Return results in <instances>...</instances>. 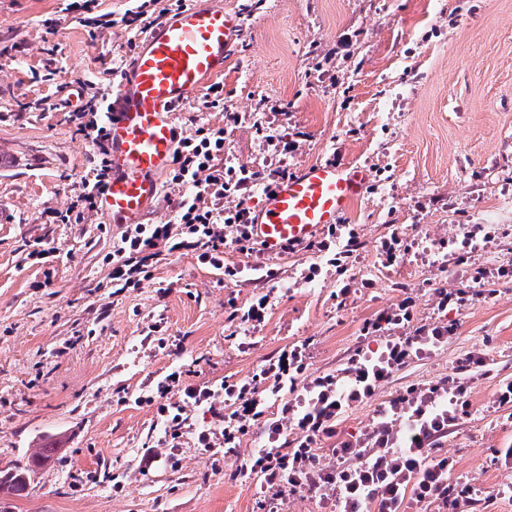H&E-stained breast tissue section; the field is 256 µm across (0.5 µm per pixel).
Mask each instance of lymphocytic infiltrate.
Segmentation results:
<instances>
[{"mask_svg": "<svg viewBox=\"0 0 512 512\" xmlns=\"http://www.w3.org/2000/svg\"><path fill=\"white\" fill-rule=\"evenodd\" d=\"M184 3L131 0L118 19L99 12L98 0H65L64 11L95 36L119 22L140 34L164 13ZM69 119L77 134L90 142L89 170L79 192L55 210L54 217L63 224H81L96 211L108 180L107 134L100 94L88 91L85 103L72 109ZM287 175L284 169L264 176L244 164H225L223 128L214 127L202 114L191 116L170 171L172 183L184 189L170 203L172 218L163 224L129 225L113 236L108 254L113 284L138 287L150 261L163 250L173 251L182 245L197 249L201 264L223 271L225 282L234 281L238 270L225 265V248L232 246L249 255L255 251L243 229L248 213L246 201ZM356 239L353 225L329 228L319 241L310 243L318 260L301 271V280L314 281L327 266L343 267ZM448 335L445 326H421L413 335L387 340L379 356L353 359L341 377L308 374V355L302 346L282 350L246 381H225L217 386L206 381L191 383L185 372L171 371L136 398L137 403L155 407L166 423L161 442L164 454L144 453L139 467L149 471L162 459L179 464V440L188 432L186 408L203 406L218 422L217 427L195 434L198 448L209 456L235 453L242 437L254 426H262L267 442L247 459L244 470L255 475L262 489L272 496L297 490L331 492L338 494L344 512H401L405 500L424 504L439 499L452 512H461L471 503L470 487L450 484L452 459L428 453L457 420L467 391L461 383L446 394L435 386L425 393L408 390L377 411L367 437L338 441L333 450L340 459L337 467L324 470L317 465L321 444L336 439V422L347 409L370 401L394 370L406 366L425 349L440 347ZM286 391L292 392V399H283ZM273 399L278 402V412L268 422L264 419L265 407ZM288 428L295 430V438L284 439Z\"/></svg>", "mask_w": 512, "mask_h": 512, "instance_id": "1", "label": "lymphocytic infiltrate"}]
</instances>
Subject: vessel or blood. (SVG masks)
Segmentation results:
<instances>
[{
  "label": "vessel or blood",
  "instance_id": "1",
  "mask_svg": "<svg viewBox=\"0 0 512 512\" xmlns=\"http://www.w3.org/2000/svg\"><path fill=\"white\" fill-rule=\"evenodd\" d=\"M244 29L219 0H186L140 35L129 66L105 80L103 119L110 178L98 213L111 224L143 223L161 202V175L182 135L181 108L224 73ZM368 174L333 161L310 163L273 184L248 216L246 231L267 255L301 246L341 223Z\"/></svg>",
  "mask_w": 512,
  "mask_h": 512
}]
</instances>
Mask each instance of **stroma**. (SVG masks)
<instances>
[{
    "instance_id": "stroma-1",
    "label": "stroma",
    "mask_w": 512,
    "mask_h": 512,
    "mask_svg": "<svg viewBox=\"0 0 512 512\" xmlns=\"http://www.w3.org/2000/svg\"><path fill=\"white\" fill-rule=\"evenodd\" d=\"M63 0H0V40L24 43L0 57V469L52 449L23 496L0 512H339L337 499L307 491L263 495L241 466L265 443L244 436L236 454H201L181 440L178 467L139 460L164 425L136 395L174 369L191 380L239 381L289 346H305L308 371L342 373L360 352L381 350L390 325L374 326L403 297L413 326L450 324L443 347L422 352L380 384L372 400L337 421L342 440L363 436L376 410L410 388L464 383L469 408L439 440L452 478L475 490L472 512H512L494 498L512 485V406L496 401L512 379V278L461 311L439 313L434 291L472 287L477 269L512 266V0H223L250 10L224 65V156L259 170L336 160L361 166L368 188L345 215L358 233L346 271L298 282L313 260L300 248L278 257L224 251L239 274L220 282L190 249L163 253L141 287L114 291L104 257L115 224L50 222L87 172L89 145L64 113L25 111L49 92L34 81L44 58L58 82L98 80L128 55L117 25L98 38L72 21L52 29ZM299 143L274 153L265 134ZM485 234L458 249L471 225ZM405 239L395 264L377 255L391 231ZM272 275L258 278L256 265ZM349 295H340L343 285ZM266 293L263 323L230 313ZM159 327L165 348L150 340ZM483 357L485 367L467 369Z\"/></svg>"
}]
</instances>
